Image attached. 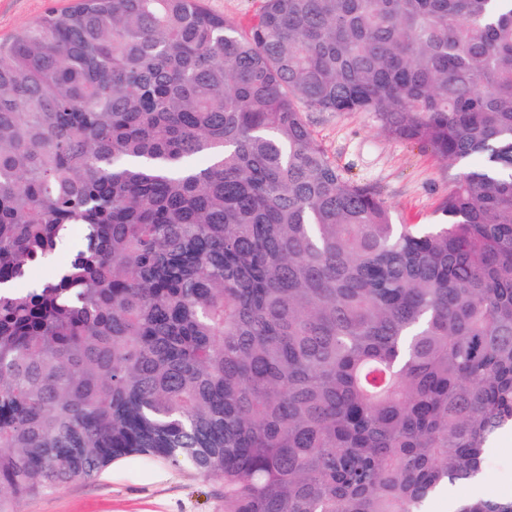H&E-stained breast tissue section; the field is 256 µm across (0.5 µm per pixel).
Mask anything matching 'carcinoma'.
<instances>
[{
    "label": "carcinoma",
    "mask_w": 512,
    "mask_h": 512,
    "mask_svg": "<svg viewBox=\"0 0 512 512\" xmlns=\"http://www.w3.org/2000/svg\"><path fill=\"white\" fill-rule=\"evenodd\" d=\"M306 112L461 164L442 222L394 223ZM506 428L512 0H263L245 33L76 0L0 40V512L132 456L224 512H425Z\"/></svg>",
    "instance_id": "1"
}]
</instances>
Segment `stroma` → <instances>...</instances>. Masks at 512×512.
I'll return each mask as SVG.
<instances>
[{"instance_id":"35a3bbf8","label":"stroma","mask_w":512,"mask_h":512,"mask_svg":"<svg viewBox=\"0 0 512 512\" xmlns=\"http://www.w3.org/2000/svg\"><path fill=\"white\" fill-rule=\"evenodd\" d=\"M72 0H0V38ZM304 118L330 159L353 180L378 190L396 223L436 224L455 175L431 147L393 138L368 112H308ZM512 497V430L490 453L484 484ZM22 512H224V486L160 459L130 457L91 479L60 485Z\"/></svg>"}]
</instances>
